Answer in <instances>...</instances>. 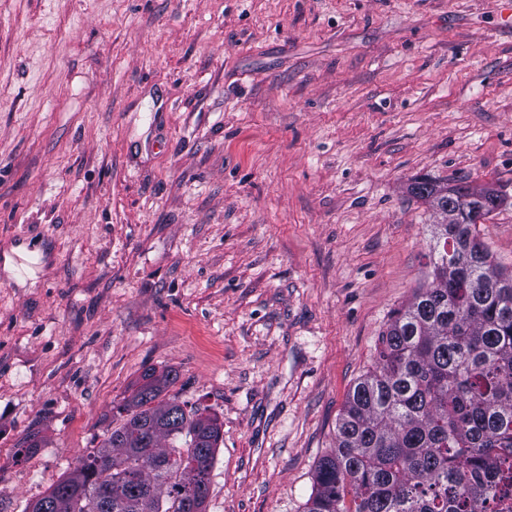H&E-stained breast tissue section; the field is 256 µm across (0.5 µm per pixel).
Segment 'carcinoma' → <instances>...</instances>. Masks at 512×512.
Listing matches in <instances>:
<instances>
[{
  "instance_id": "1",
  "label": "carcinoma",
  "mask_w": 512,
  "mask_h": 512,
  "mask_svg": "<svg viewBox=\"0 0 512 512\" xmlns=\"http://www.w3.org/2000/svg\"><path fill=\"white\" fill-rule=\"evenodd\" d=\"M467 214L440 207L448 193ZM437 232L430 282L397 310L377 360L349 391L336 448L321 457L304 512H485L512 487V272L477 224L503 206L496 191L420 177ZM177 375L150 367L113 429L23 512H203L221 437L208 409L166 397Z\"/></svg>"
}]
</instances>
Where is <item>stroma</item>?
<instances>
[{
    "mask_svg": "<svg viewBox=\"0 0 512 512\" xmlns=\"http://www.w3.org/2000/svg\"><path fill=\"white\" fill-rule=\"evenodd\" d=\"M505 16L0 0V512L98 447L148 367L222 423L206 512H304L349 390L428 283L409 184L512 196ZM479 234L512 270V205Z\"/></svg>",
    "mask_w": 512,
    "mask_h": 512,
    "instance_id": "stroma-1",
    "label": "stroma"
}]
</instances>
